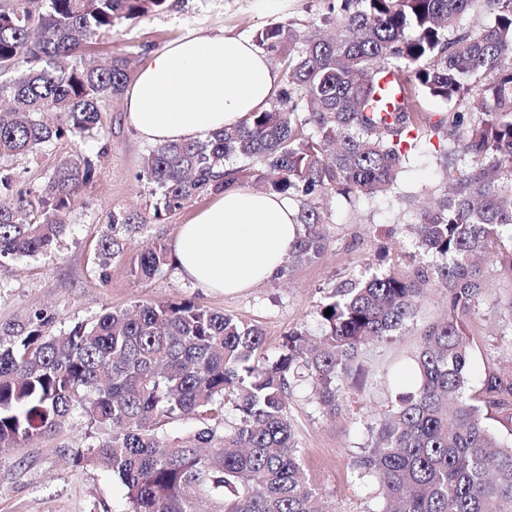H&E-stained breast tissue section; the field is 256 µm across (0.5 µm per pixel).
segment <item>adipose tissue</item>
I'll return each instance as SVG.
<instances>
[{
    "instance_id": "obj_1",
    "label": "adipose tissue",
    "mask_w": 512,
    "mask_h": 512,
    "mask_svg": "<svg viewBox=\"0 0 512 512\" xmlns=\"http://www.w3.org/2000/svg\"><path fill=\"white\" fill-rule=\"evenodd\" d=\"M281 85L268 54L242 36L190 32L144 54L124 93L126 121L155 144L207 139L264 109ZM288 197L234 188L215 194L173 242L181 274L234 294L277 279L299 230Z\"/></svg>"
}]
</instances>
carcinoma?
<instances>
[{"label":"carcinoma","instance_id":"carcinoma-1","mask_svg":"<svg viewBox=\"0 0 512 512\" xmlns=\"http://www.w3.org/2000/svg\"><path fill=\"white\" fill-rule=\"evenodd\" d=\"M168 8V0H9L0 4V157L33 153L58 139L80 141L98 128L107 101L132 79L128 60L90 64L98 33ZM480 11L485 28L464 27ZM322 26L301 35L290 23L258 32L281 63L270 106L202 141L160 143L142 177L159 193L162 219L192 196L246 182L301 202V232L288 265L320 258L328 240L321 200L382 196L414 151L447 141L448 192L409 225L432 260L400 267L384 252L369 258L320 305L322 335L301 330L262 363L263 334L237 317L192 300L113 309L89 327L47 336L40 316L0 339V448H17L79 408L110 429L90 460L119 479L130 512H316L317 489L303 480L288 399L308 383L327 415L348 397L359 349L399 333L429 294L448 311L428 325L398 392L382 410L376 442L351 467L376 483L386 512H512V367L485 370L468 394L467 319L488 273L512 283V0H330ZM464 100L468 111L456 109ZM442 106L431 121L423 103ZM58 112L61 123L37 119ZM473 159L468 169L455 155ZM94 177L80 158L0 206V266L48 251L70 206ZM122 250L102 241L100 266ZM168 263L154 244L134 273L150 280ZM332 309L327 315L325 310ZM231 400L238 423H212L216 401ZM175 415L202 427L182 439L160 433Z\"/></svg>","mask_w":512,"mask_h":512}]
</instances>
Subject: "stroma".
<instances>
[{
  "label": "stroma",
  "instance_id": "obj_1",
  "mask_svg": "<svg viewBox=\"0 0 512 512\" xmlns=\"http://www.w3.org/2000/svg\"><path fill=\"white\" fill-rule=\"evenodd\" d=\"M326 9V0H171L166 12L98 35L88 54L102 63L117 53L137 62L145 52L189 32L252 38L275 23L289 22L305 33L319 25ZM151 148L127 125L125 102L117 97L105 104L93 138L55 140L34 153L0 157V168L15 175L18 191L41 185L58 165L76 156L95 169L59 242L46 252L14 257L0 270V336L38 312L45 318L44 331L58 335L92 323L113 308L192 300L257 326L264 335L261 355L271 362L282 353L289 332L304 329L319 336L318 306L392 238L406 242L407 262L417 260L409 226L424 205L437 202L446 192L440 155L427 146L413 156L389 193L373 200L348 201L333 195L325 200L329 240L319 260L234 295L214 294L184 279L172 262L149 282L131 271L143 248L153 243L172 246L180 225L210 202L206 196L194 197L163 220H155L154 187L140 176ZM116 213L137 216L140 228L129 231L113 225ZM112 237L124 249L103 271L100 246ZM511 296L512 283L490 278L468 318L472 386L480 385L488 367L512 361V312L505 306ZM445 310L443 295H435L400 334L363 345L357 359L359 375L336 415L323 413L308 388L294 390L289 408L303 471L332 512H382L384 503L373 483L353 477L350 464L375 441L392 374L409 363L424 326ZM106 436L105 429L90 426L76 409L61 427L22 447L0 448V512H124L119 480L85 461L88 448Z\"/></svg>",
  "mask_w": 512,
  "mask_h": 512
}]
</instances>
